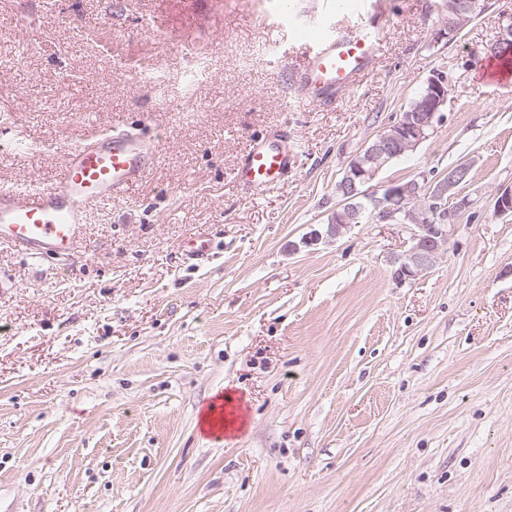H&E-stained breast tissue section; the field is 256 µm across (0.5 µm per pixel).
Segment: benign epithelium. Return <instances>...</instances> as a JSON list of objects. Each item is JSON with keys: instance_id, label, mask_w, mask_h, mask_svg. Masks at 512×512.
<instances>
[{"instance_id": "7a95c632", "label": "benign epithelium", "mask_w": 512, "mask_h": 512, "mask_svg": "<svg viewBox=\"0 0 512 512\" xmlns=\"http://www.w3.org/2000/svg\"><path fill=\"white\" fill-rule=\"evenodd\" d=\"M480 9V0H448V12L457 17V22L448 26V36H453ZM448 96L449 85L446 77L438 74L431 78L426 88L424 107L405 114L400 128L390 133H379L349 162L343 182L345 196L349 197L361 191L384 165L426 140L442 122ZM460 183L459 176L453 173L433 188L414 185L411 194L420 193L432 204L435 222L415 224L411 228L410 246L403 256V264L397 274L399 279H409L426 270L429 252L437 248L443 249L449 243L452 229L459 223L456 216L463 208L471 205L467 199L459 203L454 201L455 188ZM407 194L403 188L391 187L386 190L385 197L373 199L376 217L382 221L396 220L399 205L406 199Z\"/></svg>"}]
</instances>
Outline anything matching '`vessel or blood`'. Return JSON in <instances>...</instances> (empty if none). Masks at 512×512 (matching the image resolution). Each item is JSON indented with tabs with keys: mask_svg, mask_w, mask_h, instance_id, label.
I'll return each instance as SVG.
<instances>
[{
	"mask_svg": "<svg viewBox=\"0 0 512 512\" xmlns=\"http://www.w3.org/2000/svg\"><path fill=\"white\" fill-rule=\"evenodd\" d=\"M352 27L321 28L308 41L306 63L290 88L303 99L329 106L354 88L373 67L383 44L387 21L367 0H355ZM483 79L503 87L512 85V61H488ZM159 137L113 130L95 143L69 148L61 174L33 193L0 190V241L46 254L78 251L91 207L124 197L156 161ZM295 164L287 144L269 137L254 139L234 177L255 192L275 187Z\"/></svg>",
	"mask_w": 512,
	"mask_h": 512,
	"instance_id": "obj_1",
	"label": "vessel or blood"
}]
</instances>
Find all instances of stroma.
<instances>
[{"label":"stroma","instance_id":"1","mask_svg":"<svg viewBox=\"0 0 512 512\" xmlns=\"http://www.w3.org/2000/svg\"><path fill=\"white\" fill-rule=\"evenodd\" d=\"M325 2L0 0V188L48 186L112 127L167 132L80 251L0 244V512H512V87L478 74L512 0L452 38L448 0H377L374 68L322 108L289 84L302 36L353 22ZM438 72L443 122L370 190L467 163L447 249L402 282L410 225L302 246ZM280 131L296 168L242 189ZM219 396L242 409L220 439L200 424ZM295 165L288 144H275L269 137L253 140L249 152L239 162L234 177L239 185L254 192L275 187Z\"/></svg>","mask_w":512,"mask_h":512}]
</instances>
